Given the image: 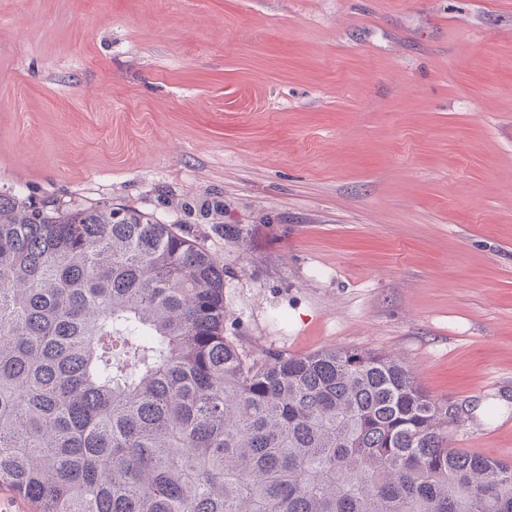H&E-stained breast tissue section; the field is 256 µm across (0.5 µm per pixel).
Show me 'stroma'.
Returning a JSON list of instances; mask_svg holds the SVG:
<instances>
[{"label":"stroma","instance_id":"1","mask_svg":"<svg viewBox=\"0 0 512 512\" xmlns=\"http://www.w3.org/2000/svg\"><path fill=\"white\" fill-rule=\"evenodd\" d=\"M1 190L179 225L243 350L389 353L512 462V0H0Z\"/></svg>","mask_w":512,"mask_h":512}]
</instances>
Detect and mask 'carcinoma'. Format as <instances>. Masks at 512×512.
Here are the masks:
<instances>
[{
	"label": "carcinoma",
	"instance_id": "obj_1",
	"mask_svg": "<svg viewBox=\"0 0 512 512\" xmlns=\"http://www.w3.org/2000/svg\"><path fill=\"white\" fill-rule=\"evenodd\" d=\"M0 486L36 512H512L393 357L244 351L154 213L0 192Z\"/></svg>",
	"mask_w": 512,
	"mask_h": 512
}]
</instances>
